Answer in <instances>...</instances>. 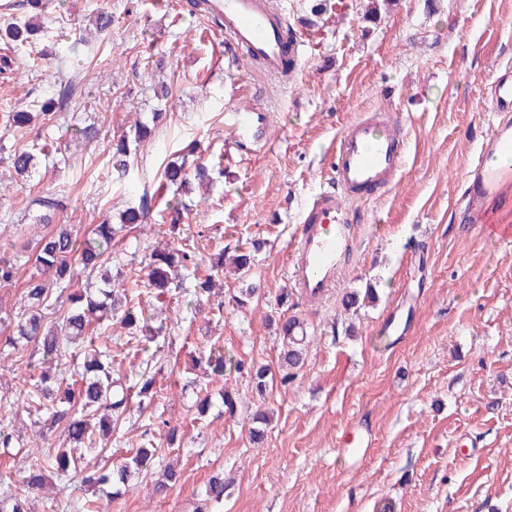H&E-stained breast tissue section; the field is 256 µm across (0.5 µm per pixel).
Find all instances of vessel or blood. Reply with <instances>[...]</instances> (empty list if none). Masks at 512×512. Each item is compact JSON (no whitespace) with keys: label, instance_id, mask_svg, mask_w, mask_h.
<instances>
[{"label":"vessel or blood","instance_id":"vessel-or-blood-1","mask_svg":"<svg viewBox=\"0 0 512 512\" xmlns=\"http://www.w3.org/2000/svg\"><path fill=\"white\" fill-rule=\"evenodd\" d=\"M207 16L222 20L224 35L249 61L278 73L285 58L283 15L268 11L265 0H205ZM482 106L499 122L482 139L480 151L462 177L463 192L455 204L462 224H483L512 241V170L489 167L493 154L512 156V65L494 67ZM238 141L258 140L260 113L235 119ZM405 153L387 113L377 112L344 127L337 135L335 179L340 194H317L305 206L292 247L289 280L300 294L319 299L336 287L355 251L352 204L371 199L400 173Z\"/></svg>","mask_w":512,"mask_h":512}]
</instances>
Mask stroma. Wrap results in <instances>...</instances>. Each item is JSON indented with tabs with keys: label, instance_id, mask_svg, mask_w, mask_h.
<instances>
[{
	"label": "stroma",
	"instance_id": "35a3bbf8",
	"mask_svg": "<svg viewBox=\"0 0 512 512\" xmlns=\"http://www.w3.org/2000/svg\"><path fill=\"white\" fill-rule=\"evenodd\" d=\"M274 2L304 43L284 81L246 62L186 0H49L37 70L0 73V113L35 110L62 78L75 87L55 125L0 127L2 147L46 138L57 149L27 183L0 163V257L46 233L33 197L58 200L55 223L86 236L155 193L162 163L191 144V162L213 179L157 195L147 224L112 250L115 290L148 310L154 248L190 249L205 271L219 254L263 244L246 275L228 266L214 273L215 294L196 295L187 278L163 310L156 343L93 321L125 385L154 349L164 361L149 370L152 398L133 399L120 432L83 450L76 466L119 465L148 429L154 466L130 478L111 512H195L217 472L229 486L215 512H512V244L456 223L453 211L477 139L495 121L477 108L486 73L512 61V0H399L372 22L364 18L372 0H327L316 17L310 0ZM100 10L114 22L97 37L87 27ZM257 107L266 139L237 143L233 114ZM378 109L393 115L406 165L364 205L357 251L336 288L309 300L292 291L287 272L300 212L329 186L339 131ZM137 120L151 136L115 179L112 147ZM89 125L97 129L90 138L81 133ZM33 272V263H19L14 282L0 285V425L24 445L44 432L46 451L64 438L29 397L42 356L30 344H4L27 312ZM251 284L255 298L239 307L236 296ZM404 304L406 335H378ZM290 318L303 322L307 339L303 364L284 385L278 324ZM214 346L245 372L203 377L195 362ZM260 365L272 377L262 398L247 373ZM225 389L237 402L231 416ZM206 398L211 406L199 413ZM260 406L271 420L256 444L250 429ZM354 428L372 434L365 455L342 445ZM168 464L181 479L167 495L153 494ZM99 497L51 473L29 501L31 512H84Z\"/></svg>",
	"mask_w": 512,
	"mask_h": 512
}]
</instances>
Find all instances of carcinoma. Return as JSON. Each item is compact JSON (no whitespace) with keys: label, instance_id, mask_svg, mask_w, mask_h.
<instances>
[{"label":"carcinoma","instance_id":"carcinoma-1","mask_svg":"<svg viewBox=\"0 0 512 512\" xmlns=\"http://www.w3.org/2000/svg\"><path fill=\"white\" fill-rule=\"evenodd\" d=\"M38 28V19L32 18L22 25L11 23L4 28V32L11 41L23 43ZM72 91V81H62L58 85L57 99L51 98L43 103L38 114L24 111L4 113L0 117L4 129L21 130L36 117L47 123L58 122L63 116L55 110V103L63 102ZM50 154L48 144H34L30 150L13 151L8 154L7 160L17 175L30 179L36 172L39 156L47 157ZM191 176L203 181L209 177V171L198 166L191 175L186 162L171 161L163 170L160 186L180 188L189 182ZM151 210L152 197L145 194L137 203L121 212L119 223L97 224L88 238L80 240L72 234L68 225L58 224L37 242L34 259L36 273L30 276L25 288L29 316L6 337L5 345L13 347L21 341L27 344L33 342L41 350L43 360L50 362V366L41 368L33 394L51 399V425L62 429L67 445L23 469L20 476L22 490L0 497V512H28L25 493L40 489L44 470L51 468L60 475H69L76 454L95 442V431L106 434L123 419L129 402V388L113 377L112 356L86 340V325L95 318L111 317L129 330L130 338L139 336L149 342L155 339L159 328L152 324L151 319L129 308L121 309L122 300L114 297L113 289L109 288V277L101 276L105 287L98 289L95 294L79 287V282L83 274L90 275L102 267L112 254V243L121 241L134 229V225L144 223ZM190 260L191 255L185 251L177 257L166 248L153 251L147 276L148 285L155 290L157 299L164 300L172 290L183 287L179 270L187 268L186 262ZM51 284L62 293L68 292V297L67 303L59 305L61 314L58 326L46 329L43 327L42 312L51 296ZM283 340L287 348L280 353V363L283 371L281 383L285 385L290 378L289 370L302 361V348L301 338L297 336L286 335ZM77 342L81 343L79 357L82 358L80 369L75 372L78 379L65 387L61 349ZM200 363L203 364L204 373L216 376L224 375L228 369L236 372L244 370V364L224 357L221 347L211 349ZM153 442L151 429L147 428L141 434L139 446L133 449L120 467L96 470L89 475L76 472L73 478L94 486L125 485L131 474L151 466L156 452ZM224 490V475L218 473L212 476L206 486L204 502L197 504L196 512H208V505L222 502Z\"/></svg>","mask_w":512,"mask_h":512}]
</instances>
